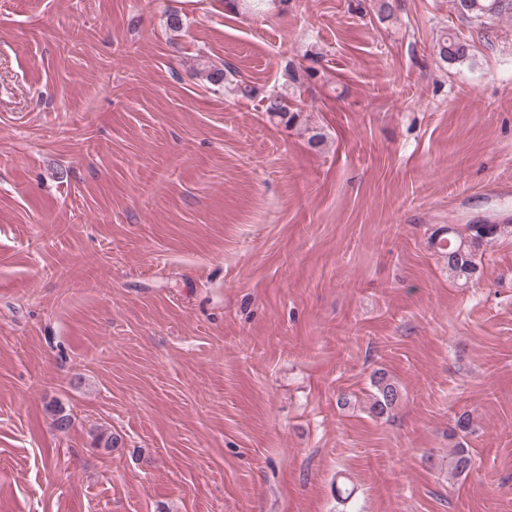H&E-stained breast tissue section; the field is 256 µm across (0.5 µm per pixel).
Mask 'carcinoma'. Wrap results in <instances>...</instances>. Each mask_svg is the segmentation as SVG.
<instances>
[{
  "instance_id": "obj_1",
  "label": "carcinoma",
  "mask_w": 512,
  "mask_h": 512,
  "mask_svg": "<svg viewBox=\"0 0 512 512\" xmlns=\"http://www.w3.org/2000/svg\"><path fill=\"white\" fill-rule=\"evenodd\" d=\"M458 14L486 28L502 17H512V0H453ZM439 59L448 64L462 63L470 57V44L451 34L439 39L435 45ZM264 111L271 117H278L291 123L298 113L288 106L287 99L279 93L265 97ZM469 234L461 236L455 227L448 225L438 228L433 243L439 246L441 257L454 280L463 285L471 282L477 273L476 252L484 242L497 237L512 235V224H470ZM374 392L371 395V413L382 416L390 412L400 401L399 387L386 373L379 372L372 380ZM448 473L453 478L467 475L472 467V457L464 443L458 442L448 454Z\"/></svg>"
}]
</instances>
